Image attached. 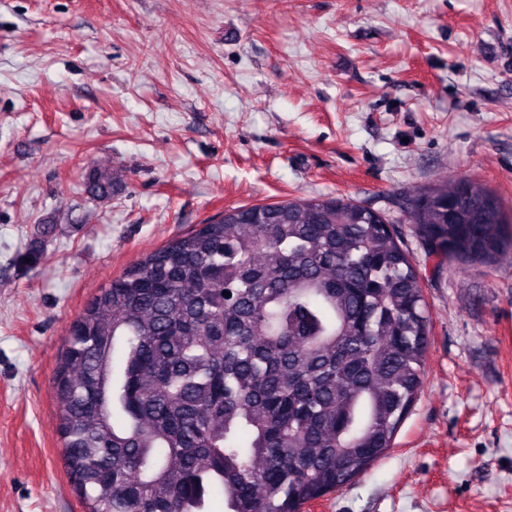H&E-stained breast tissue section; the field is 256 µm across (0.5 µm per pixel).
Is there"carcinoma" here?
<instances>
[{
	"label": "carcinoma",
	"instance_id": "obj_1",
	"mask_svg": "<svg viewBox=\"0 0 512 512\" xmlns=\"http://www.w3.org/2000/svg\"><path fill=\"white\" fill-rule=\"evenodd\" d=\"M116 184L85 172L93 200ZM404 212L438 267L512 253V214L469 177L413 192ZM429 336L385 213L337 197L224 210L70 325L53 388L83 512H207L217 496L224 512H301L394 447Z\"/></svg>",
	"mask_w": 512,
	"mask_h": 512
}]
</instances>
